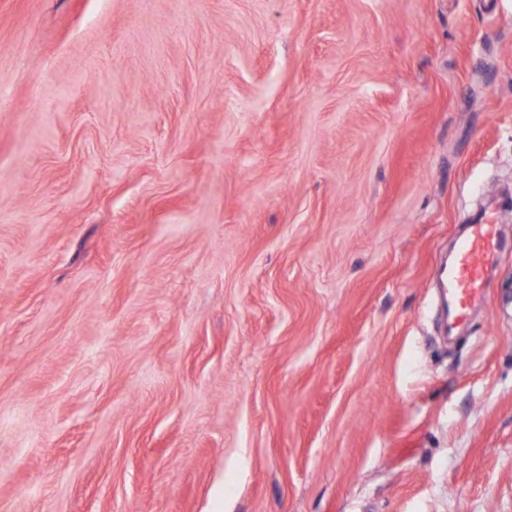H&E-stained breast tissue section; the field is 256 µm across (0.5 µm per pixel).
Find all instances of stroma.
<instances>
[{
  "instance_id": "35a3bbf8",
  "label": "stroma",
  "mask_w": 512,
  "mask_h": 512,
  "mask_svg": "<svg viewBox=\"0 0 512 512\" xmlns=\"http://www.w3.org/2000/svg\"><path fill=\"white\" fill-rule=\"evenodd\" d=\"M507 184L512 0H0V512H512ZM487 214L480 224H471L453 259L441 270L448 328L454 331L469 316L471 307L484 298L486 274L496 267L504 244L495 220Z\"/></svg>"
}]
</instances>
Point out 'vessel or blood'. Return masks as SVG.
I'll return each mask as SVG.
<instances>
[{
  "mask_svg": "<svg viewBox=\"0 0 512 512\" xmlns=\"http://www.w3.org/2000/svg\"><path fill=\"white\" fill-rule=\"evenodd\" d=\"M504 248L493 215L471 225L453 259L441 270L448 327L456 329L469 316L471 307L484 298L486 274L496 267Z\"/></svg>",
  "mask_w": 512,
  "mask_h": 512,
  "instance_id": "b4317fda",
  "label": "vessel or blood"
}]
</instances>
